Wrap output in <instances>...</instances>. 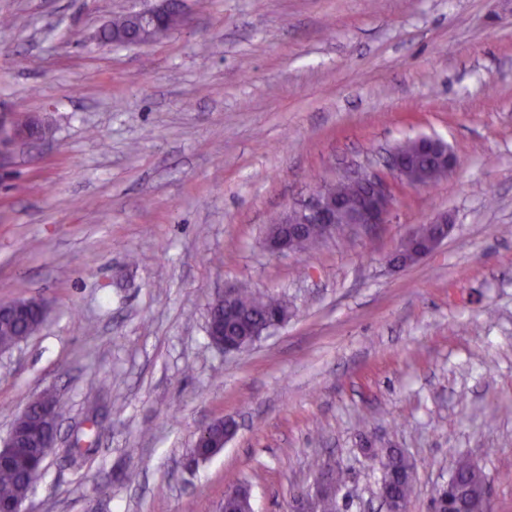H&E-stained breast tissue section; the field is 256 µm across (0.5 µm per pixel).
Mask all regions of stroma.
Here are the masks:
<instances>
[{"mask_svg":"<svg viewBox=\"0 0 512 512\" xmlns=\"http://www.w3.org/2000/svg\"><path fill=\"white\" fill-rule=\"evenodd\" d=\"M152 4L0 0V117L51 126L0 159V302L48 305L0 354V437L43 390L64 403L27 512H219L238 481L289 512L314 457L345 472L346 512H385L376 448L413 463L408 512L460 458L512 512V0H186L161 40L94 44ZM418 136L457 166L399 189L389 223L264 249L271 216ZM442 215L448 239L393 268ZM228 288L281 297L287 322L218 351ZM112 29L124 30L133 35L140 34L142 30L137 21L129 15L115 18L112 20V26L108 23L98 31L96 36L98 48L135 47L146 44L145 41L137 43L135 40L125 37L120 33L112 32Z\"/></svg>","mask_w":512,"mask_h":512,"instance_id":"35a3bbf8","label":"stroma"}]
</instances>
